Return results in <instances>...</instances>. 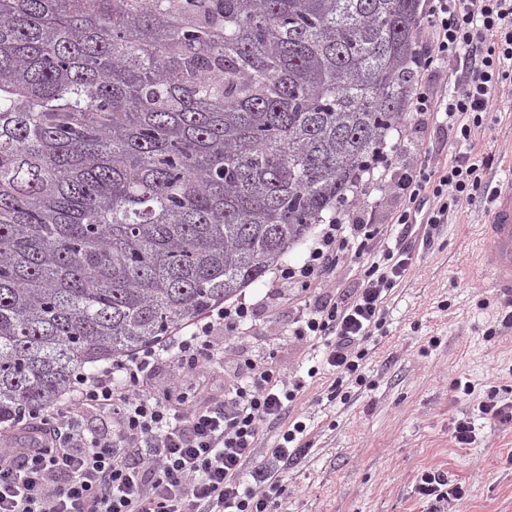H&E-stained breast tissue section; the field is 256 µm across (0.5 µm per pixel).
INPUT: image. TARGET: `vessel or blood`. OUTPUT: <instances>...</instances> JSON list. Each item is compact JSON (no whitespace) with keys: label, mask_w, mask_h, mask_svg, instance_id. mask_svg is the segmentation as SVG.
<instances>
[{"label":"vessel or blood","mask_w":512,"mask_h":512,"mask_svg":"<svg viewBox=\"0 0 512 512\" xmlns=\"http://www.w3.org/2000/svg\"><path fill=\"white\" fill-rule=\"evenodd\" d=\"M491 287L504 303L512 302V179L495 187L487 224L478 244Z\"/></svg>","instance_id":"1"}]
</instances>
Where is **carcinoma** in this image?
Instances as JSON below:
<instances>
[{
	"instance_id": "obj_1",
	"label": "carcinoma",
	"mask_w": 512,
	"mask_h": 512,
	"mask_svg": "<svg viewBox=\"0 0 512 512\" xmlns=\"http://www.w3.org/2000/svg\"><path fill=\"white\" fill-rule=\"evenodd\" d=\"M421 0H0V424L258 281L411 109Z\"/></svg>"
}]
</instances>
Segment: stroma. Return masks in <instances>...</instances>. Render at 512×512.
Listing matches in <instances>:
<instances>
[{
    "label": "stroma",
    "instance_id": "stroma-1",
    "mask_svg": "<svg viewBox=\"0 0 512 512\" xmlns=\"http://www.w3.org/2000/svg\"><path fill=\"white\" fill-rule=\"evenodd\" d=\"M446 136L432 123L407 117L392 135L401 144L392 170L414 165L421 146ZM473 140L495 155L485 172L490 185L512 177V88L499 94L490 125ZM400 205L398 197L375 191L349 207V220L381 225L397 237L403 233L394 222ZM487 220L486 207H466L437 227L430 244L415 241L412 270L387 295L385 332L365 362L367 383L343 401L327 398L333 375L308 377L318 348L295 328L306 302L357 288L359 265L339 264L319 288L271 293L282 267L307 258L322 231L317 225L283 266L242 290L239 298L253 314L243 329L223 331L225 368L244 355L287 369L290 379L304 384L291 414L308 424L310 446L283 473L287 512H421L416 486L431 468L464 486L456 512H512V426L489 423L477 409L478 397L493 385L512 400V328L504 327L505 311L478 261V234ZM491 328L497 334L490 339ZM457 377L473 384V395L452 389ZM461 418L475 428L464 449L451 437Z\"/></svg>",
    "mask_w": 512,
    "mask_h": 512
}]
</instances>
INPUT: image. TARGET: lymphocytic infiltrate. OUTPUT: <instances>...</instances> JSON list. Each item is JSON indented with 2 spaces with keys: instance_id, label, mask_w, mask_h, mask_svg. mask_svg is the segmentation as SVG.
Wrapping results in <instances>:
<instances>
[{
  "instance_id": "f902f5d3",
  "label": "lymphocytic infiltrate",
  "mask_w": 512,
  "mask_h": 512,
  "mask_svg": "<svg viewBox=\"0 0 512 512\" xmlns=\"http://www.w3.org/2000/svg\"><path fill=\"white\" fill-rule=\"evenodd\" d=\"M421 30L420 67L454 69L458 88L445 93L419 84L413 110L453 133V152L446 167L433 169V151L424 148V161L394 182L381 175L374 184L400 196L395 221L405 230L426 211L421 226L428 243L463 206L491 200L483 173L492 156L475 150L472 136L512 83V0H429ZM348 260L362 267L359 288L303 313L297 330L322 346V365L335 376L334 400L346 398L350 385L365 384L370 340L387 323L386 294L410 272L413 251L374 224L346 233L330 224L302 265L283 270L282 280L307 288ZM249 315L243 303L218 308L187 332L78 374L51 413L31 414L24 436L1 434L0 512H285L283 473L309 446L306 423L287 418L303 384L252 358L220 372L224 344L216 327L244 323ZM166 360L170 379L160 389L151 373ZM214 371L221 374L218 385L186 392L193 377ZM94 415L111 420L110 433L87 429ZM281 419L287 428L270 453L257 458L264 429ZM417 492L424 512H448L464 496L440 470L423 472Z\"/></svg>"
}]
</instances>
